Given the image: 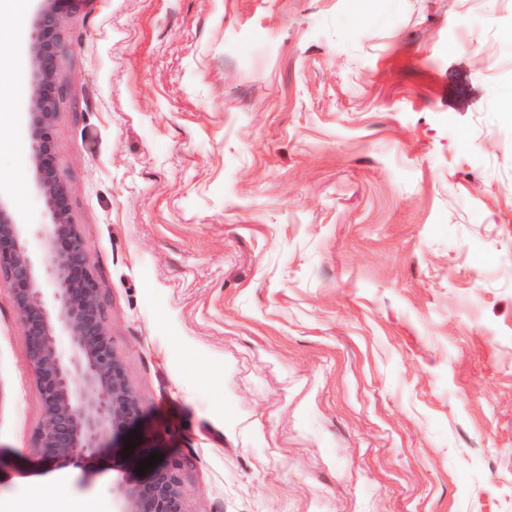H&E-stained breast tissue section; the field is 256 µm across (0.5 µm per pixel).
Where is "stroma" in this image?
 Masks as SVG:
<instances>
[{
	"label": "stroma",
	"instance_id": "35a3bbf8",
	"mask_svg": "<svg viewBox=\"0 0 512 512\" xmlns=\"http://www.w3.org/2000/svg\"><path fill=\"white\" fill-rule=\"evenodd\" d=\"M15 32L0 182L48 217ZM56 166L144 414L41 463L0 282V512H114L126 443L190 512H512V0H92Z\"/></svg>",
	"mask_w": 512,
	"mask_h": 512
}]
</instances>
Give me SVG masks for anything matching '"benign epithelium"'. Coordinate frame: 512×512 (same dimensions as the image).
Listing matches in <instances>:
<instances>
[{
	"mask_svg": "<svg viewBox=\"0 0 512 512\" xmlns=\"http://www.w3.org/2000/svg\"><path fill=\"white\" fill-rule=\"evenodd\" d=\"M82 2L39 0L25 51L31 73L25 103L29 150L49 222L34 229L19 223L0 185V280L9 285L23 320L27 362L42 401L44 418L33 448L50 465L90 461L115 433L138 420L142 407L112 345L98 276L72 217L70 185L48 155L65 94L58 29L64 7ZM60 336L68 338L67 358ZM187 465L180 457L165 458L150 467L144 481L113 484L117 512H188Z\"/></svg>",
	"mask_w": 512,
	"mask_h": 512,
	"instance_id": "benign-epithelium-1",
	"label": "benign epithelium"
}]
</instances>
